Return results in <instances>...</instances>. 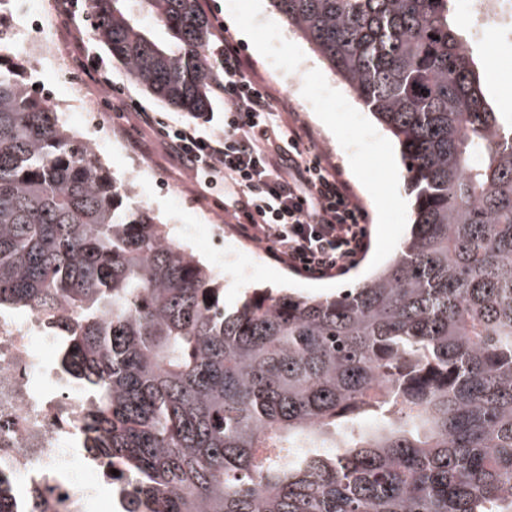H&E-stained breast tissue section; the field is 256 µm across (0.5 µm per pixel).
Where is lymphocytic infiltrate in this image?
<instances>
[{"label":"lymphocytic infiltrate","instance_id":"f902f5d3","mask_svg":"<svg viewBox=\"0 0 512 512\" xmlns=\"http://www.w3.org/2000/svg\"><path fill=\"white\" fill-rule=\"evenodd\" d=\"M222 131L143 113L170 154L196 177L221 179L236 232L312 278L345 272L365 253L367 214L315 150L313 133L285 120L286 104L253 74L238 43L219 39Z\"/></svg>","mask_w":512,"mask_h":512}]
</instances>
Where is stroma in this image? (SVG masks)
<instances>
[{"label":"stroma","instance_id":"obj_1","mask_svg":"<svg viewBox=\"0 0 512 512\" xmlns=\"http://www.w3.org/2000/svg\"><path fill=\"white\" fill-rule=\"evenodd\" d=\"M214 35L229 34L239 40L253 73L286 97L299 119L314 135V146L344 179L365 210L370 242L363 257L347 272L313 279L293 271L270 254H261L249 277H239L224 264L231 251L252 252V242L241 238L224 212L223 186L210 187L188 175L167 154L156 130L144 126L139 115L158 112L173 121H189L130 82L111 52L92 35L90 16L82 11L56 13L61 37L57 51L80 81L83 96L72 95L63 79L48 81L51 102L60 118L80 137L89 130L75 123L76 112L99 98L109 100L112 133L98 139L101 161L115 176L132 178L133 200L152 209L170 229L171 236L188 246L224 286V301L235 304L249 288H290L306 295L330 294L349 287L375 266L389 259L407 232L412 198L404 181L400 151L391 136L360 105L340 78L315 55L309 44L281 20L270 0H200ZM262 36L263 53L243 40V29ZM112 82L109 93L98 87L100 74ZM147 173L136 175V163ZM225 227L223 240L208 237L205 228Z\"/></svg>","mask_w":512,"mask_h":512}]
</instances>
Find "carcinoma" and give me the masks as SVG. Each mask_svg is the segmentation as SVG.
Here are the masks:
<instances>
[{"mask_svg": "<svg viewBox=\"0 0 512 512\" xmlns=\"http://www.w3.org/2000/svg\"><path fill=\"white\" fill-rule=\"evenodd\" d=\"M127 76L204 112L200 0H89ZM398 141L413 215L328 297L224 289L0 67V312L62 337L125 512H512V119L451 0H270ZM0 487V512H42Z\"/></svg>", "mask_w": 512, "mask_h": 512, "instance_id": "cac0c4a2", "label": "carcinoma"}]
</instances>
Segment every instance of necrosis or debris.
<instances>
[{"label":"necrosis or debris","mask_w":512,"mask_h":512,"mask_svg":"<svg viewBox=\"0 0 512 512\" xmlns=\"http://www.w3.org/2000/svg\"><path fill=\"white\" fill-rule=\"evenodd\" d=\"M468 45L496 42V57L512 79V0H458ZM0 13L19 18L1 44L20 41L47 66H58L57 37L43 0H0ZM93 399L57 367V348L35 315L0 314V476L13 493L40 489L45 512H111L110 468L85 448L84 416Z\"/></svg>","instance_id":"1"}]
</instances>
